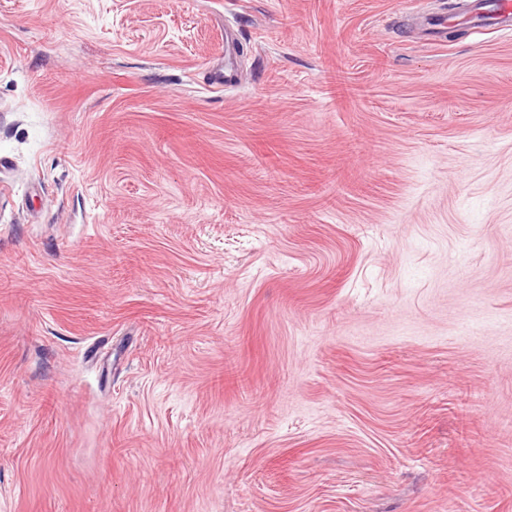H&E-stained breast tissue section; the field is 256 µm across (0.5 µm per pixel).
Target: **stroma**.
I'll list each match as a JSON object with an SVG mask.
<instances>
[{"label": "stroma", "instance_id": "stroma-1", "mask_svg": "<svg viewBox=\"0 0 512 512\" xmlns=\"http://www.w3.org/2000/svg\"><path fill=\"white\" fill-rule=\"evenodd\" d=\"M448 3L0 0V512H512V34Z\"/></svg>", "mask_w": 512, "mask_h": 512}]
</instances>
